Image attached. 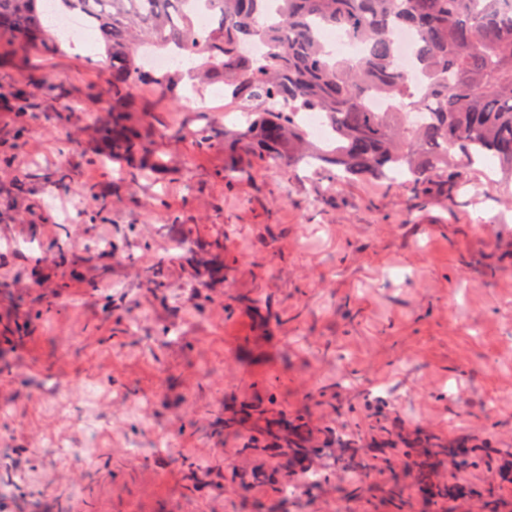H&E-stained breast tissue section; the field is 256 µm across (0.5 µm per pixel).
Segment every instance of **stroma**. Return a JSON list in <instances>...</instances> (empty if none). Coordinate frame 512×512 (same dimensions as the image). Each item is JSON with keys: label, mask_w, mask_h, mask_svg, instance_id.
Returning <instances> with one entry per match:
<instances>
[{"label": "stroma", "mask_w": 512, "mask_h": 512, "mask_svg": "<svg viewBox=\"0 0 512 512\" xmlns=\"http://www.w3.org/2000/svg\"><path fill=\"white\" fill-rule=\"evenodd\" d=\"M70 37L54 53L0 36V225L49 250L61 210L80 216L63 262L0 251V512H465L469 492L512 512V169L478 163L419 198L255 157L227 179L224 102L186 75L193 105L133 92L129 124L177 172L127 184L99 162L101 51ZM61 173L111 207L61 190ZM230 357L241 374L216 387ZM422 380L433 392L414 397ZM186 402L207 428L180 419ZM341 426L353 443L320 455ZM454 442L468 460L440 477ZM376 460L395 474L351 479ZM306 467L307 494L282 490ZM62 468L85 489L58 487Z\"/></svg>", "instance_id": "stroma-1"}]
</instances>
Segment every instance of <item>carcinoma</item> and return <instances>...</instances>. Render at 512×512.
<instances>
[{"instance_id": "1", "label": "carcinoma", "mask_w": 512, "mask_h": 512, "mask_svg": "<svg viewBox=\"0 0 512 512\" xmlns=\"http://www.w3.org/2000/svg\"><path fill=\"white\" fill-rule=\"evenodd\" d=\"M188 0H0V32L60 51L56 22L76 16L103 50L112 111L106 150L128 163L135 181L166 171L123 112L133 90L174 91V72L159 74L152 52L175 50L177 65L224 82L232 112L251 120L236 150L268 166L312 165L336 187L371 178L417 191L448 176L466 177L496 157L512 166V0H203L210 27L200 37ZM413 37L410 69L396 63L392 31ZM332 28L366 46L358 60L334 55L317 38ZM264 42L257 58L249 47ZM316 112L330 130L308 148L297 120Z\"/></svg>"}]
</instances>
